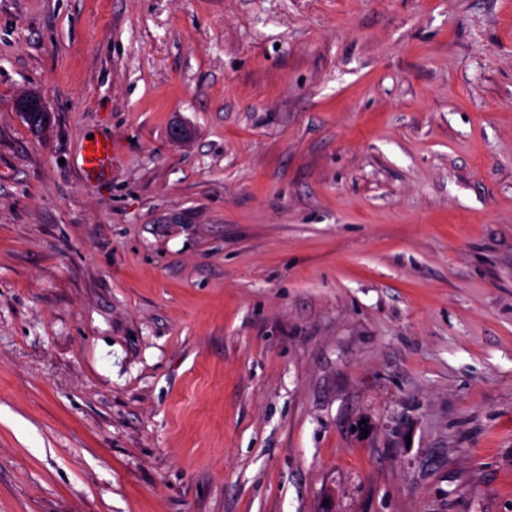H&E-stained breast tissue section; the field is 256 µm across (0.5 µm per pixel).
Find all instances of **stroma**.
<instances>
[{"instance_id":"35a3bbf8","label":"stroma","mask_w":512,"mask_h":512,"mask_svg":"<svg viewBox=\"0 0 512 512\" xmlns=\"http://www.w3.org/2000/svg\"><path fill=\"white\" fill-rule=\"evenodd\" d=\"M0 512H512V0H0ZM43 107L42 101L37 98H23L18 102V110L24 115H28L30 112H40ZM23 116L24 121L28 124L31 129L36 131L41 130L47 122L46 112L35 113L30 117ZM94 143V146H91ZM99 153L105 157L98 158ZM79 168L87 180H99L107 175L116 159V148L112 140L91 137L86 138L78 153Z\"/></svg>"}]
</instances>
